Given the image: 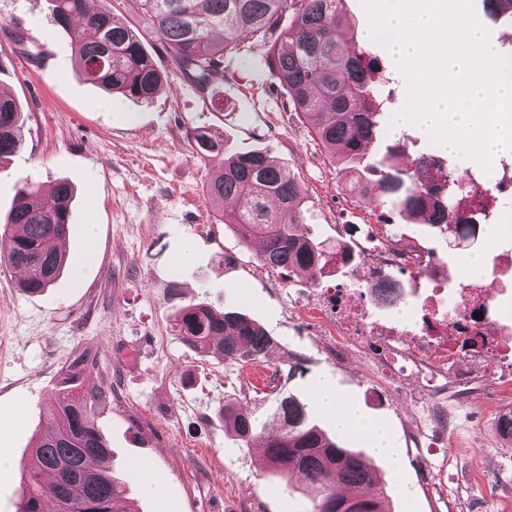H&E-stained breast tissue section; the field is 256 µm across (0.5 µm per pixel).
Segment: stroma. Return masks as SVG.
<instances>
[{
	"instance_id": "stroma-1",
	"label": "stroma",
	"mask_w": 512,
	"mask_h": 512,
	"mask_svg": "<svg viewBox=\"0 0 512 512\" xmlns=\"http://www.w3.org/2000/svg\"><path fill=\"white\" fill-rule=\"evenodd\" d=\"M16 30L37 44L38 61L20 54ZM358 46L388 77L386 143H403L414 158L447 160L422 127L396 126L407 92L393 54L377 40ZM156 62L167 81L150 102L113 98L76 73L70 39L50 22L47 0H0V91L25 108L23 145L0 166V215L13 206L19 178L44 188L69 179L76 195L68 259L77 261L87 245L96 249L82 280L67 270L38 294L25 292L18 272L0 266V452L10 458L0 467V512H15L20 464L49 410L68 396L62 367L84 351L98 358L94 376L106 400L97 424L111 446L112 469L140 512H308L302 478L286 481L269 471L259 443H238L219 413L227 404L249 405L257 434L267 437L279 429L280 399L291 394L337 435L335 422L314 404L318 377L386 427L393 456L371 458L385 482L386 512H512V439L500 432L512 411V387L499 363L485 362L467 383L449 381L439 397L377 369L375 337L337 353L307 310L311 293L352 289L379 331L394 327L412 342L423 314L438 308L437 281L457 286L468 255L489 265L512 252V233L484 224L472 245L453 247L428 225L350 195L277 87L263 51L245 61L225 56L223 84L205 92L169 57ZM197 130L219 136L229 154L268 151L301 186L305 220L319 239L340 240L347 224L384 223L428 255L419 272L392 273L408 294L405 304L378 307L366 284L342 271L327 270L314 285L303 273L262 266L257 244L241 242L207 190L222 160L197 156ZM188 238L197 260L182 268L176 258ZM172 284L173 298L166 294ZM191 300L235 308L272 336L262 379L219 352L201 358L182 344L172 319ZM279 370L290 379L269 388ZM135 460L164 481L165 499L143 495L130 470Z\"/></svg>"
}]
</instances>
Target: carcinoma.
Here are the masks:
<instances>
[{
	"label": "carcinoma",
	"mask_w": 512,
	"mask_h": 512,
	"mask_svg": "<svg viewBox=\"0 0 512 512\" xmlns=\"http://www.w3.org/2000/svg\"><path fill=\"white\" fill-rule=\"evenodd\" d=\"M142 26L128 25L112 0H99L91 11L86 0H49V19L70 37L82 78L109 95L147 102L163 84L151 48L165 53L190 82L206 89L224 81V54L241 52V42L265 50L271 75L286 91L293 111L311 126L323 147L336 158L339 174L352 194L375 206L416 218L448 242L476 237L477 223L459 213L468 197V172L448 169L434 184L420 177L426 159L406 165L395 145L380 158L368 155L383 137L379 101L382 77L377 61L365 57L342 10L343 0H139ZM494 22L512 24V0H482ZM22 108L0 96V160L22 144ZM198 156L209 158L224 148L210 133L193 135ZM211 196L233 209L224 223L242 241L258 239L259 262L272 269L300 271L317 283L340 249L327 245L305 223L302 190L288 170L262 150L224 155L209 182ZM74 188L60 180L51 193L25 178L18 182L17 204L7 216L12 243L0 265L17 270L20 286L39 293L52 286L66 265L63 246L70 227ZM182 343L199 357L217 349L241 364L259 362L273 340L247 315L216 311L192 301L174 314ZM87 354L65 367V383L77 396L48 414L49 428L22 463V495L17 512H43L46 497L61 506L72 501L76 512H139L125 497L126 483L112 474V454L96 423L105 400ZM279 431L269 437L267 466L285 479L299 472L311 489L310 512H384L382 478L359 451L346 448L316 424L295 396L283 397L275 410ZM220 420L236 440L256 438L252 415L226 405ZM99 468L89 471L85 460Z\"/></svg>",
	"instance_id": "1"
}]
</instances>
